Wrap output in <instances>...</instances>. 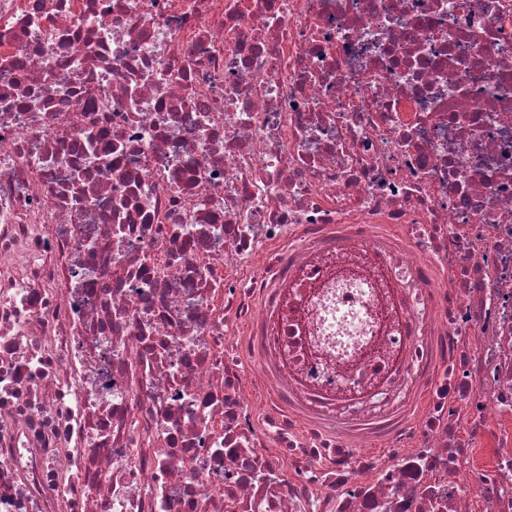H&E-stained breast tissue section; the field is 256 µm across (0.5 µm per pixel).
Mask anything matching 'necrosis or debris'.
I'll list each match as a JSON object with an SVG mask.
<instances>
[{
	"mask_svg": "<svg viewBox=\"0 0 512 512\" xmlns=\"http://www.w3.org/2000/svg\"><path fill=\"white\" fill-rule=\"evenodd\" d=\"M0 512H512V0H0Z\"/></svg>",
	"mask_w": 512,
	"mask_h": 512,
	"instance_id": "1",
	"label": "necrosis or debris"
}]
</instances>
